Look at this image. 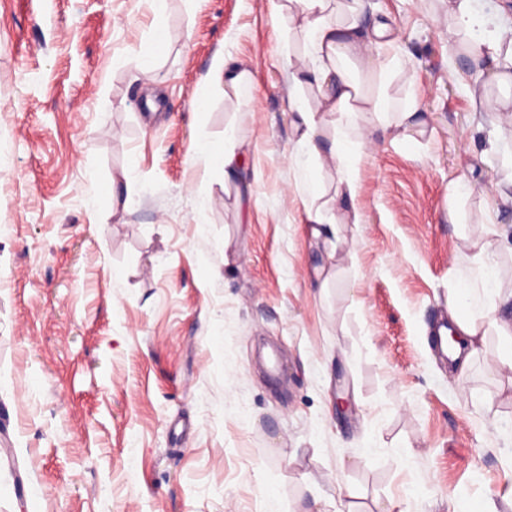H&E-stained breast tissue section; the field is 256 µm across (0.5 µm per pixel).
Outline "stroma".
Listing matches in <instances>:
<instances>
[{"label": "stroma", "mask_w": 512, "mask_h": 512, "mask_svg": "<svg viewBox=\"0 0 512 512\" xmlns=\"http://www.w3.org/2000/svg\"><path fill=\"white\" fill-rule=\"evenodd\" d=\"M361 4L426 132L366 148L334 250L303 222L270 0H168L149 71V0H0V512H512L500 344L459 372L429 336L469 240L512 290V205L485 194L512 197V86L449 79L448 0ZM220 51L251 87L206 84ZM228 131L243 166L204 182L193 147ZM124 173L128 208L100 205Z\"/></svg>", "instance_id": "35a3bbf8"}]
</instances>
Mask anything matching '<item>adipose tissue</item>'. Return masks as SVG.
Instances as JSON below:
<instances>
[{
  "label": "adipose tissue",
  "instance_id": "ef3b65f1",
  "mask_svg": "<svg viewBox=\"0 0 512 512\" xmlns=\"http://www.w3.org/2000/svg\"><path fill=\"white\" fill-rule=\"evenodd\" d=\"M295 11L288 14L289 36L303 35L305 60L295 64L285 57L295 96L290 109L293 128L301 146L315 158L318 168L336 170V213L321 206H306L305 221L311 234L320 239L336 232L337 224L362 223L357 205L359 164L364 147L397 130L404 139L421 132L423 121L416 100L393 103L387 88L404 73L402 60L389 55L396 42L390 25L374 20L363 28L358 0H294ZM451 16L456 35L464 37L468 56L482 73L506 79L512 73V39L501 30L488 28L482 16L470 8V0H451ZM206 81L225 90L239 92L252 83V72L232 57L216 55ZM311 91L316 108L301 98ZM196 151L206 160L208 178L234 180L243 156L232 143L215 149L200 143ZM471 261L476 276L449 290L448 310L466 347L478 353L488 331H495L504 348L496 366L512 374V295L493 298V260L485 246H478Z\"/></svg>",
  "mask_w": 512,
  "mask_h": 512
}]
</instances>
